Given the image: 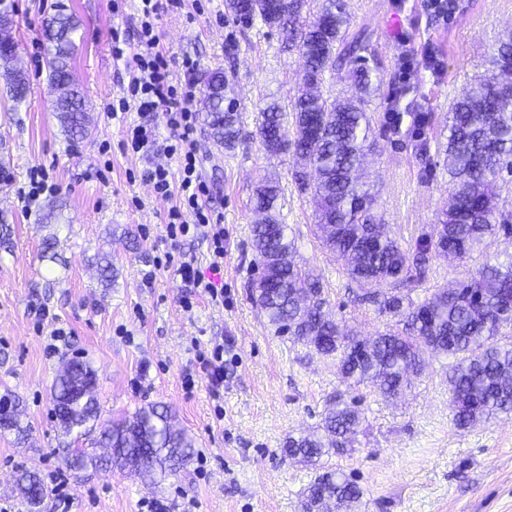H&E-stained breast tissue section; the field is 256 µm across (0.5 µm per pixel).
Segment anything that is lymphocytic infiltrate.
<instances>
[{"label": "lymphocytic infiltrate", "mask_w": 512, "mask_h": 512, "mask_svg": "<svg viewBox=\"0 0 512 512\" xmlns=\"http://www.w3.org/2000/svg\"><path fill=\"white\" fill-rule=\"evenodd\" d=\"M140 27L136 34L133 54L134 75L128 87V97L122 98L120 109H136L139 122L127 126L124 144L133 153L160 152L175 158L179 166L181 198L168 214L166 236L179 244L187 235L209 243L211 267L220 270L224 264V226L201 201L207 187L199 174V159L195 149L194 131L198 114L191 108L195 97L193 82L175 87L168 63L159 50L156 20L161 9L178 10L183 0H140ZM164 119L173 138L159 140L157 119Z\"/></svg>", "instance_id": "1"}]
</instances>
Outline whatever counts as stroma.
<instances>
[{
  "instance_id": "1",
  "label": "stroma",
  "mask_w": 512,
  "mask_h": 512,
  "mask_svg": "<svg viewBox=\"0 0 512 512\" xmlns=\"http://www.w3.org/2000/svg\"><path fill=\"white\" fill-rule=\"evenodd\" d=\"M12 20L17 42L13 61L29 91L12 100L0 76V222L10 236L0 245V394L21 400V420L31 428L24 445L0 434V506L29 512L19 495V469L38 471L45 485L65 473L67 512H300L299 502L313 472L281 456L288 436L314 429L331 396L357 401L364 418L352 452L333 456L362 489L354 512H512V414L461 430L452 422L446 356H431L410 378L404 393L388 399L370 388L343 383L334 360L303 344L275 335L250 299L257 275L249 200L257 176L275 178L278 208L295 240L294 261L321 278L329 314L358 336L386 329L390 317L355 302V283L322 250L314 234L311 194L300 192L292 152L267 156L257 135L266 101L297 91L302 65L278 33L264 25L241 28L227 16L224 0H186L181 11H161L160 48L175 81L199 80L216 68L232 69L244 136L227 152L194 134L209 203L224 224V270L212 280L224 299L191 296L176 273L182 259L208 271L207 243L186 239L171 248L165 239L169 210L178 195L161 198L143 181V169L176 160L122 147L125 127L137 121L130 110L111 113L132 77L130 56L116 57L112 34H132L139 24L137 0H0ZM350 29L372 35L381 62L383 88L367 109L384 115L393 94L401 106L426 100L436 117L425 129L434 136L437 120L452 99L475 80L493 77L491 46L512 27V0H458L452 13H435L427 0H348ZM75 17L78 52L73 76L84 92L93 131L81 140L64 135L52 107L42 20L57 9ZM428 45L439 73L415 67L402 74L407 47ZM195 63L185 73L182 62ZM384 150L366 165L376 191L375 209L387 231L408 242L436 220L448 195L442 165L423 163L409 143L383 139ZM42 169L60 190L31 203L20 187ZM61 212L44 223L50 204ZM57 237L55 259L43 255V238ZM111 255L114 278L98 271ZM168 257L167 269L154 262ZM512 256V238H492L485 256L463 262L435 258L425 281L413 291L424 299L437 288H452L483 258ZM155 271L152 284L143 277ZM192 309H185L184 298ZM223 345L224 387L213 392L197 354ZM87 362L96 376L101 422L161 404L176 427L196 441L186 470L150 485L113 470L66 471L64 436L52 417L51 392L62 361Z\"/></svg>"
}]
</instances>
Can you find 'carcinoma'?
<instances>
[{
	"mask_svg": "<svg viewBox=\"0 0 512 512\" xmlns=\"http://www.w3.org/2000/svg\"><path fill=\"white\" fill-rule=\"evenodd\" d=\"M269 0H225L232 20L251 28L259 21L278 32L285 46L303 59L298 90L288 102L270 101L260 112L258 135L264 151L277 156L288 149L305 168H312L314 184L306 173L295 172L300 191H312L317 205V239L328 254L363 291L359 300L394 320L389 329L372 338L373 357L359 356L361 342L353 331L326 315L328 303L322 281L310 270L294 264L290 254L295 240L279 221L278 182L264 177L250 198L261 220L251 227L259 276L251 299L265 313L275 333L301 343L316 354L336 361L337 372L349 385L376 389L386 398L404 389L401 374L421 372L430 355L454 359L449 367L453 422L466 429L500 413L512 412V342L504 330L512 325L498 312V296L512 289V261L485 263L457 282L455 296L440 288L422 301L411 297L410 285L425 278L430 259L443 255L465 260L482 252L486 240L504 233L512 237V104L499 103V82L480 79L453 101L444 120L447 135L435 147L418 139V131L430 120L425 109L412 113L411 126L401 131L402 113L388 112L377 119L366 111L380 91L384 78L374 62L371 36L350 31L348 0H289L288 22L276 16ZM47 44L48 77L63 87L54 111L65 135L84 138L91 133V117L75 83L71 61L76 48L75 18L58 11L43 19ZM14 47L0 48L11 98L26 97V75L10 67ZM490 63L512 79V31L498 37ZM345 71L355 89L350 97L326 96V74ZM201 112L215 144L232 151L242 136V117L234 95V83L225 71L215 69L201 79ZM392 129L411 143L415 154L427 161L430 152L443 157L448 172V201L437 222L403 245L385 236L377 249L366 252L359 236L377 223L375 197L362 180L369 153L379 148L376 125ZM293 127L294 137L284 138L283 127ZM310 299L307 319L298 317L296 300ZM438 304L433 318L417 323L414 310ZM341 340H336V337ZM95 373L76 360L54 381L52 416L64 433L89 437L96 430L99 407L94 396ZM362 414L354 402L333 399L322 418L320 431L288 436L281 455L313 467L314 478L303 493L302 512H310L321 496L360 499L362 491L342 470L325 459L342 455L340 447L359 433ZM12 433L16 442L28 440L30 428L20 420V401L14 394L0 396V433ZM94 450L66 449L63 461L73 471L100 468L106 462L142 479L176 473L195 454L192 438L173 429L169 410L151 404L133 415L112 421L91 442ZM98 448H109L104 457ZM16 487L30 512H43L47 490L39 475L23 469Z\"/></svg>",
	"mask_w": 512,
	"mask_h": 512,
	"instance_id": "carcinoma-1",
	"label": "carcinoma"
}]
</instances>
